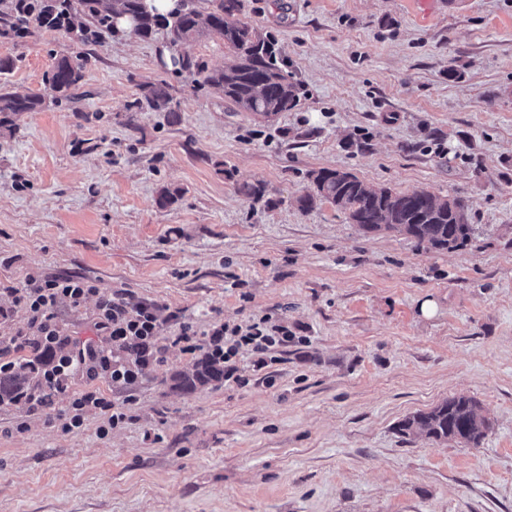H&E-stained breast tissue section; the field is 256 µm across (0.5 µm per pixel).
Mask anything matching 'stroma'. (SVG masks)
Returning a JSON list of instances; mask_svg holds the SVG:
<instances>
[{"instance_id": "obj_1", "label": "stroma", "mask_w": 512, "mask_h": 512, "mask_svg": "<svg viewBox=\"0 0 512 512\" xmlns=\"http://www.w3.org/2000/svg\"><path fill=\"white\" fill-rule=\"evenodd\" d=\"M239 19L300 82L294 110L193 88L162 27L83 43L0 23L1 91L45 93L59 58L88 59L78 103L0 129V333L27 329L8 290L40 272L155 301L166 336L265 317L290 335L191 393L172 377L206 353L170 348L105 436L96 414L63 433V396L0 405V512H512V0H244ZM160 82L178 121L130 109ZM323 168L460 198L475 236L435 252L300 210ZM165 186L181 195L162 207ZM453 396L490 419L480 447L398 433Z\"/></svg>"}]
</instances>
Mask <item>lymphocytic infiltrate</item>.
Masks as SVG:
<instances>
[{
  "label": "lymphocytic infiltrate",
  "mask_w": 512,
  "mask_h": 512,
  "mask_svg": "<svg viewBox=\"0 0 512 512\" xmlns=\"http://www.w3.org/2000/svg\"><path fill=\"white\" fill-rule=\"evenodd\" d=\"M14 303L26 310L35 336L23 333L0 336V373L15 366L14 353L24 347L50 354L51 361L40 373L41 387L31 392L26 402L41 403L43 389L68 398L55 421L62 432L80 430L89 413L104 419L101 433L124 425L129 415L125 404L104 396L98 382L107 380L116 390H131L144 372L165 360L168 345H182L185 352L206 349L208 357L224 365L225 379H233L235 358L240 349L256 353L255 370L267 367L268 354L288 342V330L256 323L248 327L217 324L197 332L191 323L179 325L175 336L161 334L157 304L132 300L117 293L102 291L93 281L71 274H29L24 285L12 289ZM95 298L96 313L92 335L83 339L61 323V307L79 308Z\"/></svg>",
  "instance_id": "1"
}]
</instances>
